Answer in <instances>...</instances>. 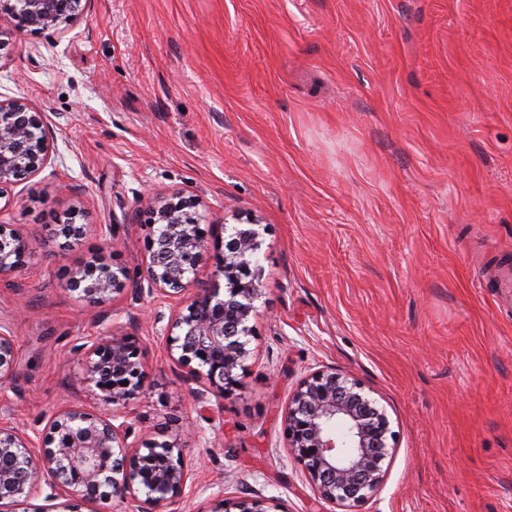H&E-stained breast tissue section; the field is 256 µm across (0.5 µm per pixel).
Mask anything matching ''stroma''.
I'll use <instances>...</instances> for the list:
<instances>
[{
	"mask_svg": "<svg viewBox=\"0 0 512 512\" xmlns=\"http://www.w3.org/2000/svg\"><path fill=\"white\" fill-rule=\"evenodd\" d=\"M13 99L52 159L0 199L26 246L0 281L18 346L0 422L102 410L77 348L132 334L150 386L120 411L133 438L180 436L194 466L174 512L254 491L282 512H512V303L488 278L512 264V0H92L25 35L4 16ZM175 193L213 238L254 224L262 240L243 385L207 421L165 349L173 301L69 289L99 259L144 269L145 213ZM317 370L362 383L396 434L350 510L289 458L288 400Z\"/></svg>",
	"mask_w": 512,
	"mask_h": 512,
	"instance_id": "35a3bbf8",
	"label": "stroma"
}]
</instances>
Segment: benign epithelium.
Wrapping results in <instances>:
<instances>
[{"label": "benign epithelium", "instance_id": "benign-epithelium-1", "mask_svg": "<svg viewBox=\"0 0 512 512\" xmlns=\"http://www.w3.org/2000/svg\"><path fill=\"white\" fill-rule=\"evenodd\" d=\"M90 0H0V14L19 34L37 33L66 23ZM50 145L44 122L21 100H0V199L5 189L44 168ZM194 205L166 200L150 211L152 229L147 288L180 301L181 311L165 336L171 360L206 388L193 393L201 404L208 396L225 397L241 386L250 318L261 296L253 257L260 232L233 227L224 237L214 278L197 281L209 251L207 234ZM25 244L9 224H0V280L24 265ZM129 271L97 260L70 283L79 298L94 303L122 293ZM17 348L9 328L0 325V386L14 377ZM82 380L106 402L124 405L149 386L139 345L128 336H102L85 347ZM132 425L115 414L77 408L53 415L44 430L30 436L0 422V512L50 489L46 499L60 512H81L84 504L118 497L144 504L139 512H164L176 504L191 479L186 448L177 440L146 438L128 442ZM289 454L301 467L318 498L339 506L367 501L382 485L385 461L395 451L396 434L384 407L362 384L347 375L318 370L293 391L285 414ZM206 512H281L278 503L254 492L212 500Z\"/></svg>", "mask_w": 512, "mask_h": 512}]
</instances>
